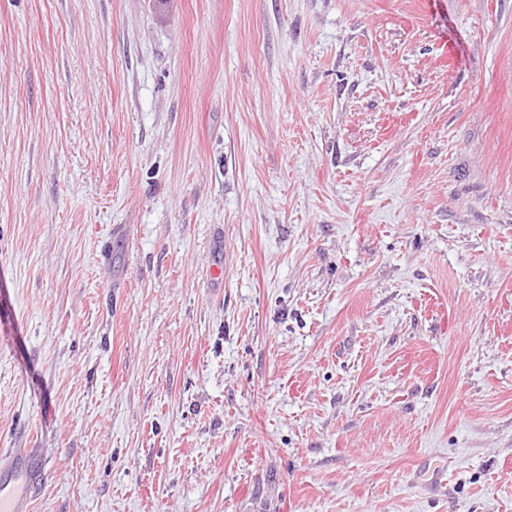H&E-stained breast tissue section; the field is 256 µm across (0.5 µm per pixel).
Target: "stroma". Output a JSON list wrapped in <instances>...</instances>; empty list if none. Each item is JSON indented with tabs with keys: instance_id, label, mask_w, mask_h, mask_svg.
<instances>
[{
	"instance_id": "stroma-1",
	"label": "stroma",
	"mask_w": 512,
	"mask_h": 512,
	"mask_svg": "<svg viewBox=\"0 0 512 512\" xmlns=\"http://www.w3.org/2000/svg\"><path fill=\"white\" fill-rule=\"evenodd\" d=\"M16 453L28 512H512V0H0Z\"/></svg>"
}]
</instances>
